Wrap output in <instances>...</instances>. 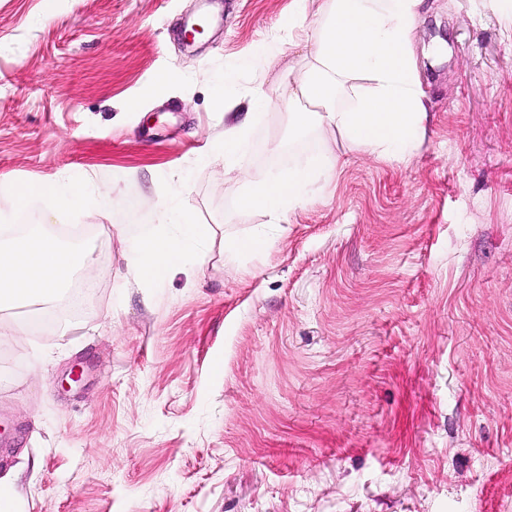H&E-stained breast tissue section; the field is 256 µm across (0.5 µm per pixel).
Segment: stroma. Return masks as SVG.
<instances>
[{"label": "stroma", "mask_w": 512, "mask_h": 512, "mask_svg": "<svg viewBox=\"0 0 512 512\" xmlns=\"http://www.w3.org/2000/svg\"><path fill=\"white\" fill-rule=\"evenodd\" d=\"M294 7L0 0V228L39 223L40 199L14 205L28 185L112 197L48 227L89 256L84 309L0 312L23 326L0 341L13 512H512V0H424L423 144L380 160L314 131L302 159L344 164L274 224L238 199L288 168L287 106L252 125L246 174L200 156L224 136L218 75L274 88L308 54L245 65ZM164 199L268 243L228 261L216 237L140 283L127 242Z\"/></svg>", "instance_id": "35a3bbf8"}]
</instances>
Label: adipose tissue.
I'll use <instances>...</instances> for the list:
<instances>
[{
    "label": "adipose tissue",
    "instance_id": "adipose-tissue-1",
    "mask_svg": "<svg viewBox=\"0 0 512 512\" xmlns=\"http://www.w3.org/2000/svg\"><path fill=\"white\" fill-rule=\"evenodd\" d=\"M422 0H321L314 21H307L308 0H297L284 24L302 30L311 51L288 73L281 87H234L231 74L215 80V99L224 105V139L211 145L205 162L240 165L248 152L247 136L255 112L275 99L288 102V116L298 128L315 127L335 134L355 149L380 158L407 160L425 135L427 108L419 87L409 33ZM336 162L310 164L249 183L240 208L262 211L274 221L310 203L309 184L319 169L335 171ZM38 196L43 223L60 212L87 211L106 216L111 202L88 181L69 178L21 190L19 200ZM159 224L176 223L172 235L148 233L131 242L128 260L141 280L157 283L211 238L205 225L170 204L155 212ZM79 254L53 234L39 233L23 242L0 235V309L46 305L65 292Z\"/></svg>",
    "mask_w": 512,
    "mask_h": 512
}]
</instances>
